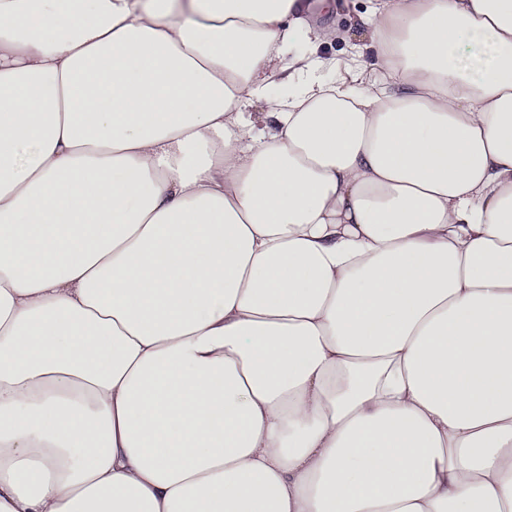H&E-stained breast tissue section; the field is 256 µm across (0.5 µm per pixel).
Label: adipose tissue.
Returning a JSON list of instances; mask_svg holds the SVG:
<instances>
[{
  "label": "adipose tissue",
  "instance_id": "1",
  "mask_svg": "<svg viewBox=\"0 0 512 512\" xmlns=\"http://www.w3.org/2000/svg\"><path fill=\"white\" fill-rule=\"evenodd\" d=\"M310 8L0 0V512H512V0ZM338 8L335 11H319L317 7L311 9L308 15L312 27L330 25L335 27L340 37L335 42L325 45L321 53L345 63L360 48L370 45L371 30L362 22V16L367 12V0H337Z\"/></svg>",
  "mask_w": 512,
  "mask_h": 512
}]
</instances>
